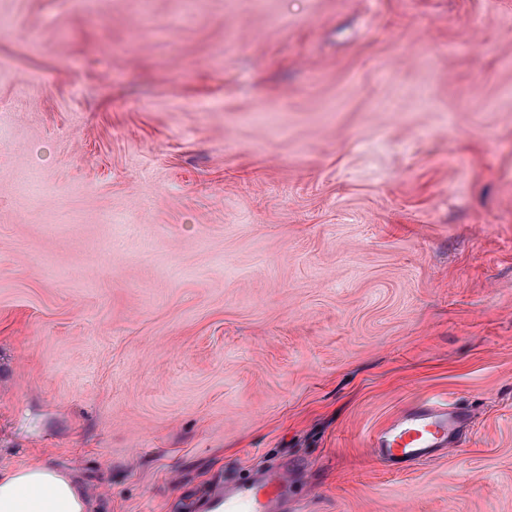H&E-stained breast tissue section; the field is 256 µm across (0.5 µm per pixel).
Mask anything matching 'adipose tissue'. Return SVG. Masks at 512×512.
I'll list each match as a JSON object with an SVG mask.
<instances>
[{
  "label": "adipose tissue",
  "instance_id": "adipose-tissue-1",
  "mask_svg": "<svg viewBox=\"0 0 512 512\" xmlns=\"http://www.w3.org/2000/svg\"><path fill=\"white\" fill-rule=\"evenodd\" d=\"M82 480L74 473L31 461L0 469V512H91Z\"/></svg>",
  "mask_w": 512,
  "mask_h": 512
}]
</instances>
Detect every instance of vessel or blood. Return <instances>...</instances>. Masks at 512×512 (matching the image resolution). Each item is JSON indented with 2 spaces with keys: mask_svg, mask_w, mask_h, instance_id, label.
<instances>
[{
  "mask_svg": "<svg viewBox=\"0 0 512 512\" xmlns=\"http://www.w3.org/2000/svg\"><path fill=\"white\" fill-rule=\"evenodd\" d=\"M462 412L421 402L401 412L378 429L371 446L377 456L397 464L416 461L446 450L464 425ZM288 494L285 472H271L254 480H233L209 490L207 512H279Z\"/></svg>",
  "mask_w": 512,
  "mask_h": 512,
  "instance_id": "vessel-or-blood-1",
  "label": "vessel or blood"
}]
</instances>
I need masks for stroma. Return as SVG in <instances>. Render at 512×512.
Here are the masks:
<instances>
[{
	"mask_svg": "<svg viewBox=\"0 0 512 512\" xmlns=\"http://www.w3.org/2000/svg\"><path fill=\"white\" fill-rule=\"evenodd\" d=\"M0 469L179 512H512V0H0ZM468 421L409 465L371 435ZM465 421L461 411L448 410V405L421 402L378 429L371 448L394 464L428 458L452 446ZM288 494V475L279 470L254 480H233L210 489L204 508L213 512H279Z\"/></svg>",
	"mask_w": 512,
	"mask_h": 512,
	"instance_id": "1",
	"label": "stroma"
}]
</instances>
